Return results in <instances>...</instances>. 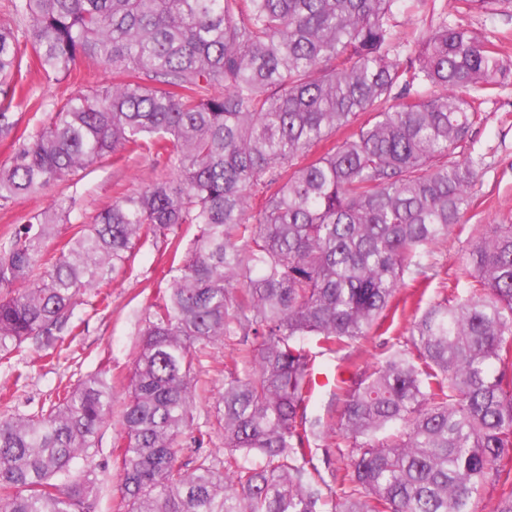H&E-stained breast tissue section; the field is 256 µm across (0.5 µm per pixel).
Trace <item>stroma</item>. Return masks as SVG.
I'll use <instances>...</instances> for the list:
<instances>
[{
    "label": "stroma",
    "instance_id": "1",
    "mask_svg": "<svg viewBox=\"0 0 512 512\" xmlns=\"http://www.w3.org/2000/svg\"><path fill=\"white\" fill-rule=\"evenodd\" d=\"M432 5L434 11L424 14V21L441 15L452 21L462 20L496 40L503 56L512 60V0H501L490 10L480 7L477 0H433ZM79 79L92 85H108L112 82V72L103 65L90 68L81 64L74 78L65 81L48 80L35 73L27 77L39 98L59 104L74 91ZM471 157L480 162L474 204L464 215L460 231L452 233L447 243L436 250L437 268L426 295L430 301L449 295L458 257L480 226L512 222V80L485 99L480 123L473 126L451 155L455 161ZM171 176L164 158L145 155L128 159L109 155L70 180L55 184L42 196L21 198L0 209V230L9 224L24 223L71 195L78 201L73 220L87 223L109 208L118 193L130 194ZM166 251V244L161 240L135 249L129 269L109 285L112 304L108 310L96 311L88 305L78 307L80 334L72 343L68 360L57 361L28 349L15 358L13 367H0V394L10 398L13 409L22 413L36 408L54 390L75 384L81 376L101 370L110 372L112 417L100 431L93 450L100 480L95 512H123L118 491L120 460L113 444L121 431L123 404L139 350L143 329L139 315L166 286ZM383 338L375 335L353 342L343 355L320 357L318 364L337 378H350L355 371L372 368L382 359ZM233 353L228 345L222 352L203 359L195 392L194 419L197 424L210 426L212 441L208 450L219 457L224 454V437L214 419L213 406L224 390L225 359ZM19 371L24 374L20 380L15 377Z\"/></svg>",
    "mask_w": 512,
    "mask_h": 512
}]
</instances>
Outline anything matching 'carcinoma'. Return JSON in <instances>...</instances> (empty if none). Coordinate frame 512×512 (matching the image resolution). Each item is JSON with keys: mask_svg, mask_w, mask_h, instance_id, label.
I'll use <instances>...</instances> for the list:
<instances>
[{"mask_svg": "<svg viewBox=\"0 0 512 512\" xmlns=\"http://www.w3.org/2000/svg\"><path fill=\"white\" fill-rule=\"evenodd\" d=\"M10 2L0 208L109 154L162 155L174 174L75 225L54 255L72 196L0 234L8 367L25 343L67 353L84 295L108 308L100 286L133 250L168 246L114 443L126 512H477L488 485L493 512H512V224L468 241L465 294L421 306L435 250L473 198L478 162L448 154L512 73L495 42L442 16L400 52L399 0ZM29 52L48 79L85 60L112 84L43 103L21 83ZM25 102L48 120L20 133ZM407 278L420 289L407 337L341 380L336 420L309 415L314 348L380 332ZM237 336L215 405L220 461L194 423L197 366ZM111 418L105 371L29 413L0 411V512H94L91 448ZM326 439L329 481L312 448Z\"/></svg>", "mask_w": 512, "mask_h": 512, "instance_id": "obj_1", "label": "carcinoma"}]
</instances>
